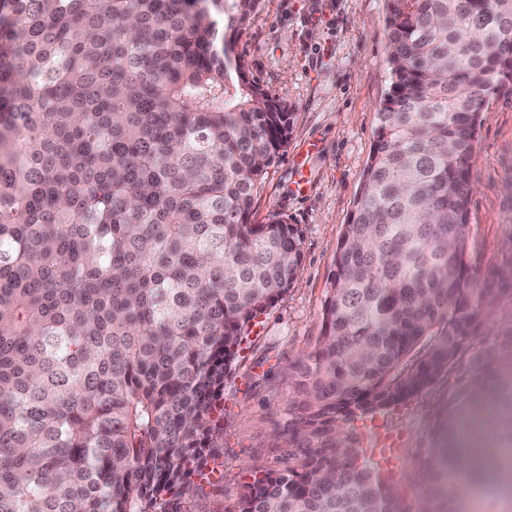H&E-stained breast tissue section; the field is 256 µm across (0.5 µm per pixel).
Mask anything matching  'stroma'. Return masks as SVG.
Here are the masks:
<instances>
[{
    "instance_id": "obj_1",
    "label": "stroma",
    "mask_w": 512,
    "mask_h": 512,
    "mask_svg": "<svg viewBox=\"0 0 512 512\" xmlns=\"http://www.w3.org/2000/svg\"><path fill=\"white\" fill-rule=\"evenodd\" d=\"M386 0H260L236 52L247 76L294 114L249 216H285L302 233V263L288 291L258 319L224 385V429L212 458L222 481L191 479L179 512H236L254 474L281 472L292 449L294 366L321 335L338 245L376 142L391 85ZM466 261L481 274L512 269V91L496 95L478 129ZM512 410V294L492 328L455 365L408 400L342 423L349 447L396 440L401 512H418L438 449L462 437L475 382Z\"/></svg>"
}]
</instances>
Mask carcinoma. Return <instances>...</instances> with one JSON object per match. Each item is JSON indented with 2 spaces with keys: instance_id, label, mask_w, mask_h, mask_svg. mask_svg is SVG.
Instances as JSON below:
<instances>
[{
  "instance_id": "obj_1",
  "label": "carcinoma",
  "mask_w": 512,
  "mask_h": 512,
  "mask_svg": "<svg viewBox=\"0 0 512 512\" xmlns=\"http://www.w3.org/2000/svg\"><path fill=\"white\" fill-rule=\"evenodd\" d=\"M259 0H7L0 24V512H174L299 228L248 217L294 113L235 42ZM392 83L290 410L237 512H400L339 422L447 371L492 312L465 261L512 0H388Z\"/></svg>"
}]
</instances>
